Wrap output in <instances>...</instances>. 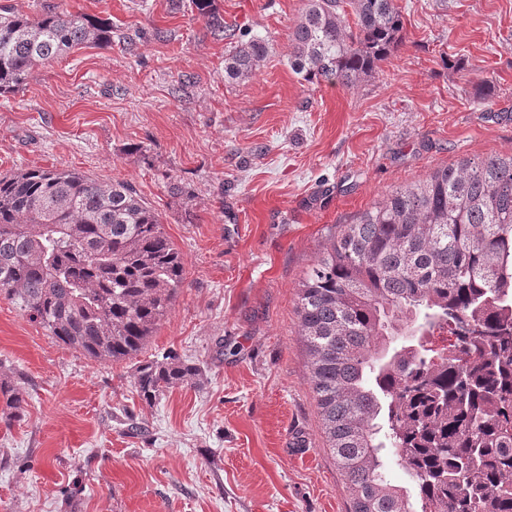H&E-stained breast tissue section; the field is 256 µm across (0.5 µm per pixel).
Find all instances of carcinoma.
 Listing matches in <instances>:
<instances>
[{
	"label": "carcinoma",
	"mask_w": 512,
	"mask_h": 512,
	"mask_svg": "<svg viewBox=\"0 0 512 512\" xmlns=\"http://www.w3.org/2000/svg\"><path fill=\"white\" fill-rule=\"evenodd\" d=\"M307 0L288 65L311 84L354 88L401 42L395 0ZM215 40V0H189ZM112 41L78 13L0 7V96L38 65ZM268 41L238 43L224 77L244 80ZM185 282L158 212L124 182L32 168L0 175V296L93 359L138 354ZM300 336L350 512H512V154L400 186L333 238L298 293ZM199 369L174 358L133 373L155 402ZM7 422L25 399L0 379ZM394 456L413 489L388 477Z\"/></svg>",
	"instance_id": "carcinoma-1"
}]
</instances>
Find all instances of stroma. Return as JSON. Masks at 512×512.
I'll return each mask as SVG.
<instances>
[{
    "label": "stroma",
    "instance_id": "1",
    "mask_svg": "<svg viewBox=\"0 0 512 512\" xmlns=\"http://www.w3.org/2000/svg\"><path fill=\"white\" fill-rule=\"evenodd\" d=\"M79 12L112 42L39 66L0 97V174L41 167L131 184L161 216L185 283L136 357L95 360L0 297V512H347L298 333L297 294L343 225L440 164L512 152V0H397L403 42L357 87L288 65L306 0H216L268 39L245 81L171 0H4ZM181 193H174L173 185ZM168 356L193 385L143 402ZM199 369L172 358L170 361L140 363L133 373L139 396L147 403L155 402L166 391L192 383ZM0 403L3 404V414L7 412L5 416L7 423L20 420L25 409V399L6 378L0 379Z\"/></svg>",
    "mask_w": 512,
    "mask_h": 512
}]
</instances>
